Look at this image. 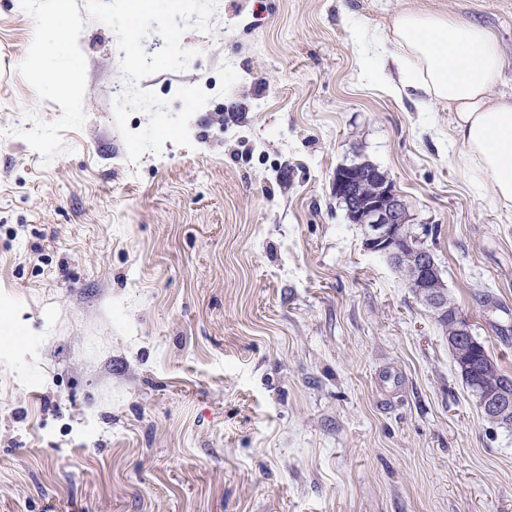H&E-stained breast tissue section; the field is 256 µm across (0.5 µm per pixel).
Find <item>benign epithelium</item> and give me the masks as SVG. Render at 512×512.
Here are the masks:
<instances>
[{"label": "benign epithelium", "mask_w": 512, "mask_h": 512, "mask_svg": "<svg viewBox=\"0 0 512 512\" xmlns=\"http://www.w3.org/2000/svg\"><path fill=\"white\" fill-rule=\"evenodd\" d=\"M332 186L336 194L348 200L347 219L364 227L367 251L390 259L417 241L410 234L409 208L387 172L343 165L336 170ZM436 276L432 255L417 252L415 275L407 281L408 287L431 302L438 287ZM482 406L500 420H512V383L487 391Z\"/></svg>", "instance_id": "7a95c632"}]
</instances>
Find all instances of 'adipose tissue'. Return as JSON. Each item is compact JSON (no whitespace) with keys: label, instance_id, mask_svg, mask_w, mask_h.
Here are the masks:
<instances>
[{"label":"adipose tissue","instance_id":"1","mask_svg":"<svg viewBox=\"0 0 512 512\" xmlns=\"http://www.w3.org/2000/svg\"><path fill=\"white\" fill-rule=\"evenodd\" d=\"M387 40L392 89L418 91L446 106L473 179L491 180L496 204L512 209V98L492 93L502 68L492 32L442 14L402 11Z\"/></svg>","mask_w":512,"mask_h":512}]
</instances>
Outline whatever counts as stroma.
Listing matches in <instances>:
<instances>
[{"label": "stroma", "instance_id": "1", "mask_svg": "<svg viewBox=\"0 0 512 512\" xmlns=\"http://www.w3.org/2000/svg\"><path fill=\"white\" fill-rule=\"evenodd\" d=\"M54 10L72 36L31 65ZM405 10L490 30L512 95V0H218L139 83L209 94L191 148L133 164L114 30L0 0V512H512V426L332 190L390 174L512 376V210L446 107L388 93Z\"/></svg>", "mask_w": 512, "mask_h": 512}]
</instances>
